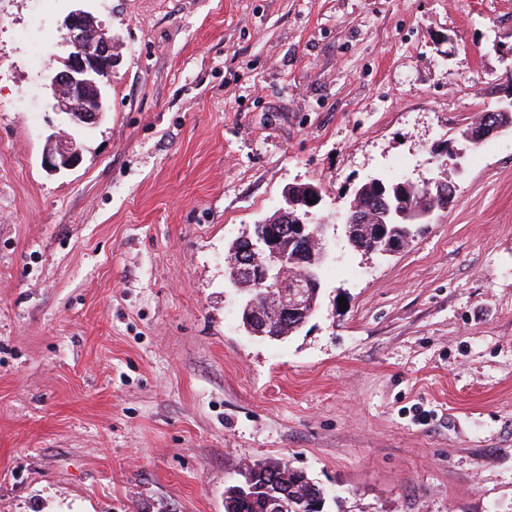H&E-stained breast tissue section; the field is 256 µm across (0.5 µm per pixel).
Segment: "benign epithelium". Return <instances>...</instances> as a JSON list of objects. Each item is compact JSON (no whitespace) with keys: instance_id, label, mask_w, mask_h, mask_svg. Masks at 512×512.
I'll list each match as a JSON object with an SVG mask.
<instances>
[{"instance_id":"obj_1","label":"benign epithelium","mask_w":512,"mask_h":512,"mask_svg":"<svg viewBox=\"0 0 512 512\" xmlns=\"http://www.w3.org/2000/svg\"><path fill=\"white\" fill-rule=\"evenodd\" d=\"M65 45L68 54L61 59V66L50 76L49 88L54 100V109L66 115L71 126L79 133L95 127L102 119L107 103L105 79L112 72L116 59L112 37L97 27L92 17L77 9L65 20ZM82 160V153L75 137L64 131L51 134L42 157L44 167L52 172L75 169ZM307 194L295 196L284 194L285 205L296 209L306 206L303 219L290 226H266L264 234L255 238L243 237V246L237 256L239 271L247 276L257 289L280 287L286 267L277 248L283 239L297 244L299 254H306L311 244L318 247V259H310L312 269L303 274L301 287L313 294L321 289V279L316 267L324 262L327 247L326 224L310 225L312 210L321 201V192L314 185L306 186Z\"/></svg>"}]
</instances>
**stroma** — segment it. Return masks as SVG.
Wrapping results in <instances>:
<instances>
[{"instance_id":"1","label":"stroma","mask_w":512,"mask_h":512,"mask_svg":"<svg viewBox=\"0 0 512 512\" xmlns=\"http://www.w3.org/2000/svg\"><path fill=\"white\" fill-rule=\"evenodd\" d=\"M89 12L118 59L82 162L45 84ZM53 32L46 65L22 31ZM512 0H0V512H224L287 461L332 512H512ZM455 200L400 252L352 250L372 176ZM322 192V305L267 341L226 249ZM82 160V153L74 136L64 131L51 134L47 139V147L42 157L44 167L52 172L75 169Z\"/></svg>"}]
</instances>
